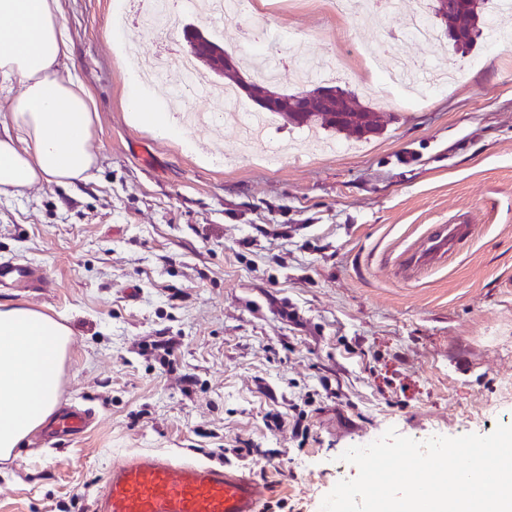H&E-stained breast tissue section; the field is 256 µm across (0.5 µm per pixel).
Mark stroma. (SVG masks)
<instances>
[{"label":"stroma","instance_id":"obj_1","mask_svg":"<svg viewBox=\"0 0 512 512\" xmlns=\"http://www.w3.org/2000/svg\"><path fill=\"white\" fill-rule=\"evenodd\" d=\"M222 43L245 32L282 51L330 58L336 85L384 128L324 143L273 119L284 158L241 154L231 127L162 140L126 112L134 76L107 28L113 0H64L70 51L98 119L95 177L0 195V261L29 260L49 288L0 286L66 324L72 343L59 404L95 412L91 430L41 433L0 460V512H91L113 464L154 452L215 465L249 445L240 468L296 477L280 496L320 512L342 453L388 429L487 435L512 426V39H404L405 10L375 21L332 0H250ZM455 80L408 102L385 86L362 44ZM468 219L443 264L409 267L421 242ZM175 338L171 354L152 349ZM311 405H304L306 394ZM304 405L306 444L273 416Z\"/></svg>","mask_w":512,"mask_h":512}]
</instances>
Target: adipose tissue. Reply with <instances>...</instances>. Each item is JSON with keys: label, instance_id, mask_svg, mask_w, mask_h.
<instances>
[{"label": "adipose tissue", "instance_id": "ef3b65f1", "mask_svg": "<svg viewBox=\"0 0 512 512\" xmlns=\"http://www.w3.org/2000/svg\"><path fill=\"white\" fill-rule=\"evenodd\" d=\"M96 119L61 0H0V194L92 179ZM70 342L47 314L0 305V459L54 414Z\"/></svg>", "mask_w": 512, "mask_h": 512}]
</instances>
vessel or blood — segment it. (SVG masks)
<instances>
[{"mask_svg":"<svg viewBox=\"0 0 512 512\" xmlns=\"http://www.w3.org/2000/svg\"><path fill=\"white\" fill-rule=\"evenodd\" d=\"M473 232L468 223L442 226L427 237L418 255L421 265L446 260L456 242ZM16 283L45 288L30 262H0V286ZM93 421L90 409L68 410L59 422L70 434L85 432ZM266 494L263 485L233 464L211 465L179 461L160 453L125 457L108 471L93 512H260Z\"/></svg>","mask_w":512,"mask_h":512,"instance_id":"1","label":"vessel or blood"}]
</instances>
